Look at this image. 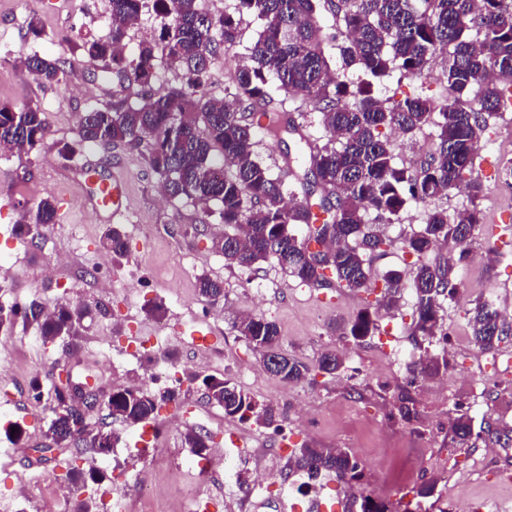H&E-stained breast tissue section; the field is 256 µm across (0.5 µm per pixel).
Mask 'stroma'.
I'll return each mask as SVG.
<instances>
[{"label":"stroma","mask_w":512,"mask_h":512,"mask_svg":"<svg viewBox=\"0 0 512 512\" xmlns=\"http://www.w3.org/2000/svg\"><path fill=\"white\" fill-rule=\"evenodd\" d=\"M109 17V0H0V104H39L50 131L45 144L0 156V305L36 302L50 309L65 294L88 311L73 351L60 342L44 343L32 325L19 323L0 332V395L8 400L0 408V449L8 454L0 460V503L12 502L22 474L35 483L53 484L56 498L34 493L12 512H50L59 502L68 508L74 498L58 478L72 445H62L46 460L34 454L45 442L49 412L45 403L31 398L32 379L50 384L65 367L108 393L150 370L175 367L186 379L184 407L176 414L178 428L157 441L168 452L182 448L184 435L192 430L216 440L235 432L273 483H295L306 503L323 505L325 512H360L361 498L370 493L390 501L402 496L410 500L426 481L435 482L436 492L423 500L424 512H487L492 504L512 512V373L501 363L512 357V338L494 350H481L471 340L465 315L472 303L487 300L512 323V243L489 241L485 231L490 224L512 226V184L498 174L502 163L512 161V109L479 140L472 172L484 189L480 207L485 226L475 231L469 248L477 253L496 249L498 258L458 265L460 293L442 301L439 312L447 341L428 343L413 335V296L406 288L397 309L379 311L380 336L357 343L339 335L336 327L375 303L378 291L315 288L287 276L271 259L253 271L226 267L211 245L221 225L191 201L164 199L148 169L145 148L87 145L71 159L59 156L57 144L76 137L79 114L114 92L95 77L94 64L79 50L83 41L108 37ZM33 18L41 29L37 37L28 31ZM241 28L242 45L222 49L210 63L213 96L223 97L245 43L256 36L250 17L242 18ZM32 53L67 58L65 79L40 82L12 60L13 55ZM441 68L437 61L422 78H385L374 92L382 100L415 92L442 101L448 90L439 80ZM88 168L101 178L125 174L128 213L112 219L84 203L74 180ZM48 196L57 203L58 222L34 245L15 226L23 221L24 205ZM427 210L425 204L410 203L399 223L386 226L392 245L373 257L376 275L394 269L410 276L415 258L404 241L422 228ZM110 225L120 228L129 242L126 258L119 261L99 245ZM203 275L223 281V300L213 304L199 296L197 280ZM246 315L277 324L284 351L308 367L305 380L287 384L263 369L258 353L233 329L236 319ZM158 320L167 323L170 342L141 357L127 356V346L150 335ZM391 347L405 355L392 371L383 360L384 349ZM329 349L344 361L335 376L317 368ZM440 354L447 356V368L407 386L414 362ZM195 373L229 380L257 404L273 407L276 426L225 416L192 382ZM404 388L417 410L410 422L390 415ZM459 403L479 431L465 444L452 442L449 432ZM10 423L22 428V438L8 433ZM111 429L118 438L114 454L86 457L80 468L122 472L133 462L151 471L153 484L163 492L193 495L195 482L184 470L160 465L151 451L129 456V449L138 445V427L116 419ZM282 431L288 434L290 452L308 443L345 449L359 464V479L349 481L333 472L312 479L291 467L288 455H271Z\"/></svg>","instance_id":"stroma-1"}]
</instances>
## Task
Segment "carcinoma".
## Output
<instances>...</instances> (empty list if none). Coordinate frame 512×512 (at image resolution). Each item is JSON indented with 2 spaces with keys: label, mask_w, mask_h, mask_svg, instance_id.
I'll list each match as a JSON object with an SVG mask.
<instances>
[{
  "label": "carcinoma",
  "mask_w": 512,
  "mask_h": 512,
  "mask_svg": "<svg viewBox=\"0 0 512 512\" xmlns=\"http://www.w3.org/2000/svg\"><path fill=\"white\" fill-rule=\"evenodd\" d=\"M319 0H235L233 11L215 15L202 11L198 0H110L111 35L81 45L91 63L106 62L97 77L120 88L137 87V100L110 99L77 119L79 145H146L149 169L172 200H191L216 216L224 232L212 239L229 268L252 270L270 258L290 276L317 288L326 285L350 291L377 287L371 255L383 253L390 240L379 225L393 224L409 203L426 204L465 185L470 207L456 215L430 209L422 230L405 240L407 252L418 257L410 288L414 295L412 334L432 339L443 335L440 300L459 292L455 267L467 258L421 261L440 242L461 244L483 223L479 181L467 178L474 165L475 146L490 121L505 110L512 97V0H324L336 20V47L340 70L361 72L366 79L351 82L331 70L323 48ZM165 19L159 37L145 41L128 59L121 52L128 26L146 8ZM258 23L256 38L224 89V97L209 94L210 59L221 47L242 37L241 18ZM444 57L440 81L450 96L437 105L431 98L409 96L382 102L373 91L375 81L397 72L406 78L422 76L437 57ZM24 64L43 83H59L67 61L36 53ZM177 69L185 82L163 91L154 88L158 70ZM307 112L320 115L327 142L308 160L289 157L286 165L294 182L304 189V200L285 201L292 184L274 174L254 152L256 130L269 136L309 145V134L297 118ZM437 127L434 148L420 167L393 163L394 143L388 132L412 133L427 124ZM49 134L43 110L37 105L13 108L0 105V154L45 142ZM375 214V225L367 213ZM57 223L54 199L35 206L32 220L18 225L31 243L41 238L39 228ZM303 224L307 234L297 237L293 227ZM326 246L309 251L311 243ZM102 247L114 260L127 255L126 235L109 228ZM377 309L365 308L340 327L341 335L361 342L379 331L378 309L397 306L403 288L400 272L381 276ZM198 294L216 303L224 298L222 281L203 276ZM475 346L493 350L508 335L512 324L486 302L476 301L466 311ZM86 311L62 295L50 312L32 303L27 307L0 305V331L17 320L37 325L43 342L61 340L75 348ZM240 336L253 344L261 359L278 358L276 377L286 383L305 378V364L283 354L277 325L262 317L244 316L234 323ZM343 367L334 350L324 352L318 368L329 374ZM208 402L230 417L251 413L270 426L273 408L258 407L242 389L222 378H203ZM36 401L47 399L51 423L69 427V416L80 422L70 439L84 453L99 454L103 443L116 447L109 420L131 426L152 423L160 404L180 405L179 390L169 388L156 396L132 384L109 399L99 425L85 422L93 409L90 396L98 389L66 376L53 392L44 393L38 380L30 383ZM453 437L466 441L473 435V417L462 410L451 424ZM210 436L189 432L185 447L206 454ZM294 467L317 475L332 471L343 478H359V465L340 448L305 445L292 459ZM79 493L93 483L112 477L97 469L71 467L63 477ZM403 499H365L364 512H415Z\"/></svg>",
  "instance_id": "cac0c4a2"
}]
</instances>
